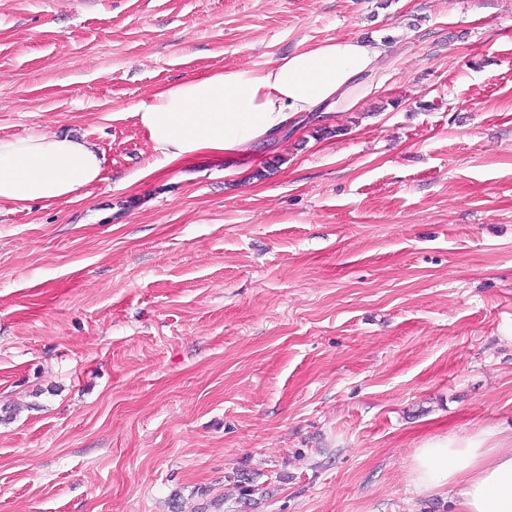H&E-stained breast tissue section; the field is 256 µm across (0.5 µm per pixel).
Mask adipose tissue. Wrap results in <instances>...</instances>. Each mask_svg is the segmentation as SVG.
Segmentation results:
<instances>
[{
    "label": "adipose tissue",
    "mask_w": 512,
    "mask_h": 512,
    "mask_svg": "<svg viewBox=\"0 0 512 512\" xmlns=\"http://www.w3.org/2000/svg\"><path fill=\"white\" fill-rule=\"evenodd\" d=\"M385 54L378 43L330 39L266 67L155 88L131 114L155 153L140 178L200 157L252 154L302 113L355 110L373 92ZM104 164L103 151L67 133L0 139V206L71 199L101 182ZM408 476L426 493L448 488L453 512H512V448L496 430L427 441L415 450Z\"/></svg>",
    "instance_id": "1"
}]
</instances>
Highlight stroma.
Listing matches in <instances>:
<instances>
[{
	"instance_id": "obj_1",
	"label": "stroma",
	"mask_w": 512,
	"mask_h": 512,
	"mask_svg": "<svg viewBox=\"0 0 512 512\" xmlns=\"http://www.w3.org/2000/svg\"><path fill=\"white\" fill-rule=\"evenodd\" d=\"M352 36L356 110L125 186L155 87ZM34 130L107 164L0 207V512H452L414 448L512 435V0H0Z\"/></svg>"
}]
</instances>
